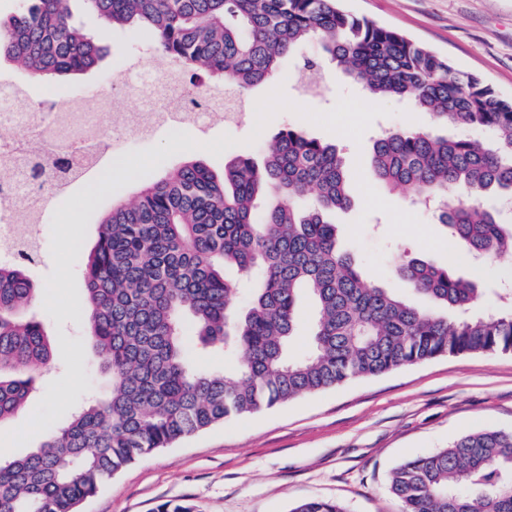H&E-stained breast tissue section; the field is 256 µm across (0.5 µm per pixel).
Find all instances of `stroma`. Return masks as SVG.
I'll return each mask as SVG.
<instances>
[{
    "label": "stroma",
    "mask_w": 512,
    "mask_h": 512,
    "mask_svg": "<svg viewBox=\"0 0 512 512\" xmlns=\"http://www.w3.org/2000/svg\"><path fill=\"white\" fill-rule=\"evenodd\" d=\"M350 12L400 30L512 98V0H343ZM109 56L84 85L121 88L155 61L147 35H106ZM320 60V87L300 84L304 59ZM252 116L207 131L186 125L143 137L124 127L112 138V160L49 205L44 257L31 274L41 288L31 312L54 335L53 365L37 375L25 410L0 423V447L24 455L61 426L87 397L111 390L94 361L82 269L101 212L132 198L140 186L197 158L217 172L236 155L261 157L281 128L305 130L336 143L354 201L332 217L341 247L378 284L405 297L413 292L394 273L397 261L423 257L457 274L479 277L481 306L495 308L496 288L512 283V257L449 262L447 229L436 210L385 191L368 176L370 147L380 129L431 126L407 100H372L326 60L311 40L284 60L278 79L250 91ZM434 127V126H431ZM436 134L454 137L440 125ZM491 426L512 431V353L433 359L379 376L359 378L244 415L174 447L156 450L115 475L83 512H154L182 500L198 512H289L298 502L329 499L345 512H402L389 490L391 470Z\"/></svg>",
    "instance_id": "obj_1"
}]
</instances>
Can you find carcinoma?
<instances>
[{"label": "carcinoma", "instance_id": "obj_1", "mask_svg": "<svg viewBox=\"0 0 512 512\" xmlns=\"http://www.w3.org/2000/svg\"><path fill=\"white\" fill-rule=\"evenodd\" d=\"M74 3L112 29L147 33L188 77L196 106L219 88L243 98L316 38L366 95L408 99L435 124L491 131L490 144L412 125L390 131L373 140L372 173L416 201H443L448 249L512 253V229L455 200L461 188L512 196V99L427 45L341 0H22L0 14V65L61 88L97 70L108 47L75 26ZM29 178L43 203L59 195L45 169ZM309 191L311 203L296 206ZM351 204L336 145L287 127L260 163L237 156L216 173L191 159L112 205L83 270L92 353L112 390L30 453L0 459V512H82L138 458L232 418L441 356L512 353L511 291L502 311L473 314L476 282L419 257L395 273L430 308L368 280L329 222ZM30 267L0 264V422L19 412L51 361L49 330L27 314L39 291ZM241 282L242 311L233 305ZM303 296L313 307L310 349L294 357ZM189 329L232 360L227 371L190 365ZM389 489L404 512H512V431L482 428L407 460ZM291 512L344 510L309 499Z\"/></svg>", "mask_w": 512, "mask_h": 512}]
</instances>
